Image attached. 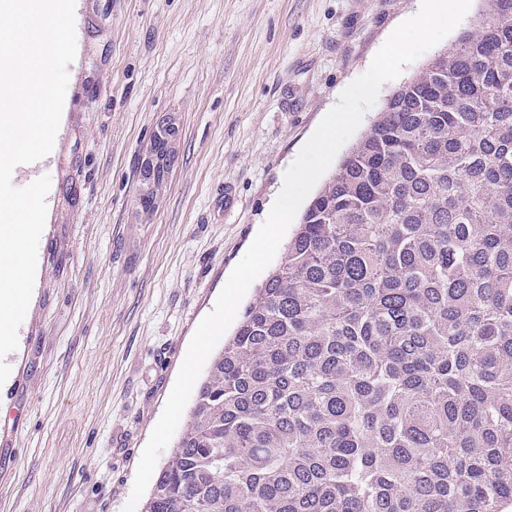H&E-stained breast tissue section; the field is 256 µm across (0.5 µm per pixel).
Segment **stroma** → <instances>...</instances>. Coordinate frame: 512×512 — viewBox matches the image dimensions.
Returning <instances> with one entry per match:
<instances>
[{
  "instance_id": "obj_1",
  "label": "stroma",
  "mask_w": 512,
  "mask_h": 512,
  "mask_svg": "<svg viewBox=\"0 0 512 512\" xmlns=\"http://www.w3.org/2000/svg\"><path fill=\"white\" fill-rule=\"evenodd\" d=\"M419 0H76L30 304L0 386V512H122L201 319L284 174ZM457 38L384 84L387 99ZM172 124L164 174L153 134Z\"/></svg>"
}]
</instances>
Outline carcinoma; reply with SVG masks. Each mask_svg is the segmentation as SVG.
<instances>
[{"label":"carcinoma","instance_id":"1","mask_svg":"<svg viewBox=\"0 0 512 512\" xmlns=\"http://www.w3.org/2000/svg\"><path fill=\"white\" fill-rule=\"evenodd\" d=\"M484 2L311 201L143 512L512 505V0Z\"/></svg>","mask_w":512,"mask_h":512}]
</instances>
